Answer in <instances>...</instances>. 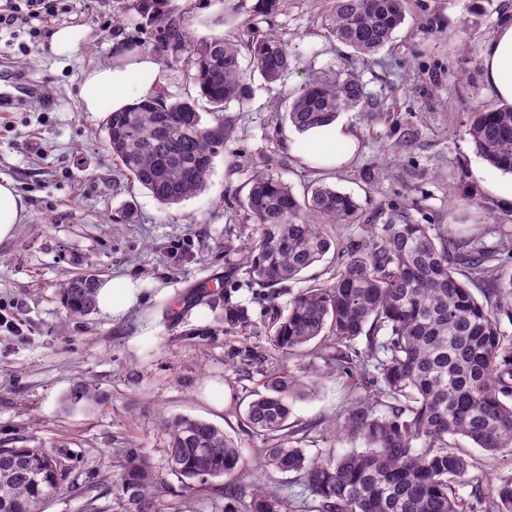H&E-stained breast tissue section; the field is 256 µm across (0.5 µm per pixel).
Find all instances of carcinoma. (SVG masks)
<instances>
[{
  "instance_id": "1",
  "label": "carcinoma",
  "mask_w": 512,
  "mask_h": 512,
  "mask_svg": "<svg viewBox=\"0 0 512 512\" xmlns=\"http://www.w3.org/2000/svg\"><path fill=\"white\" fill-rule=\"evenodd\" d=\"M284 0H256L253 12L267 18ZM407 0H333L326 30L337 42L368 59L385 47L404 22ZM127 11L149 29L156 51L184 64L196 95L165 92L105 121L112 158L131 181L170 207L206 188L214 158L224 149V123L206 126L198 101L222 112L252 95L251 76L242 68L241 48L251 70L268 83L281 79L290 55L279 37L246 28L241 38L187 37L169 0H128ZM363 84L352 74L318 77L293 94L285 113L303 130L335 119L366 102ZM476 151L493 167L512 173V105L481 106L467 129ZM253 232L239 247L246 274L273 288L290 281L338 249L327 224H356L359 205L345 192L313 184L299 201L288 183L268 168L254 171L245 199ZM323 220L315 224L311 217ZM364 235L346 247L345 259L322 284L296 293L286 314L271 327V344L292 355L325 330L336 343L364 336L367 353L357 356L348 375L368 378L380 395L351 403L339 431L364 447L311 458L285 442L293 404L314 388L290 372L263 384L245 411L254 431L276 440L264 449L268 471L297 474L322 512H467L454 487L470 461L451 446L461 436L490 455L512 449V339L501 328V306L479 302L468 282L486 286L488 297L512 292L496 254L454 236L442 224H418L395 209L382 224H363ZM465 269L458 277L456 266ZM98 276L75 274L59 288L66 314L85 317L96 310ZM247 310L224 302V325L245 329ZM386 358L369 365L378 351ZM385 410H380V407ZM169 473L194 494L209 479L225 477L235 493L247 473L239 446L224 429L188 416L162 421ZM112 485L90 496L94 512L101 495H112V512H173L165 501L167 478L141 448L115 449ZM70 468L59 453L40 447H0V512H44L47 501L66 491ZM247 512H290V504L251 481ZM489 512H512V480L504 481Z\"/></svg>"
}]
</instances>
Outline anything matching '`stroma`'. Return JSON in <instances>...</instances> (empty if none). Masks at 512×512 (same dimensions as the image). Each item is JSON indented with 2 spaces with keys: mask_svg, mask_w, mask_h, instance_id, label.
<instances>
[{
  "mask_svg": "<svg viewBox=\"0 0 512 512\" xmlns=\"http://www.w3.org/2000/svg\"><path fill=\"white\" fill-rule=\"evenodd\" d=\"M254 2L171 0V7L189 34L232 35L249 23ZM127 5L55 0L50 25L0 30V61L43 93L42 101L0 111V179L12 180L27 203L22 224L0 242V313L19 327L0 328V445L58 447L71 481L85 488L111 481L116 448L144 449L166 472L161 420L188 415L223 428L259 467L272 442L248 427L244 411L269 377L288 370L316 384L288 420L298 446L310 457L343 452L353 442L336 425L361 390L343 371L322 369L329 358L365 351V338L345 346L328 334L292 355L269 340L290 299L325 281L341 256L328 253L299 279L273 288L252 280L238 253L251 176L255 166L271 164L299 197L316 182L335 186L353 195L369 224L404 208L418 223L472 237L512 273V210L484 188L503 173L466 132L471 112L494 102L480 47L512 0H411L392 43L367 61L328 35L331 0H286L260 28L287 44L288 73L272 84L252 75L250 100L221 114L201 105L204 125L224 122L229 134L206 189L169 209L130 184L106 146L104 114L83 111L78 99L85 73L118 60L129 43L155 54L149 34L126 22ZM227 14L232 24L218 25ZM69 25L82 27L84 39L74 54L56 55L51 34ZM339 71L358 76L369 98L340 114L359 152L346 167L325 170L296 156L295 129L274 109L309 80ZM86 268L104 282H137L139 304L117 321L100 310L67 317L58 287ZM216 293L247 309L246 330L225 328L223 309L209 306ZM79 380L99 402H67ZM455 446L472 457L457 489L481 510L512 479V453L491 457L464 438ZM226 487L216 478L185 498L173 477L166 498L183 512H224Z\"/></svg>",
  "mask_w": 512,
  "mask_h": 512,
  "instance_id": "obj_1",
  "label": "stroma"
}]
</instances>
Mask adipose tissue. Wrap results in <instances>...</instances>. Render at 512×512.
<instances>
[{
  "mask_svg": "<svg viewBox=\"0 0 512 512\" xmlns=\"http://www.w3.org/2000/svg\"><path fill=\"white\" fill-rule=\"evenodd\" d=\"M480 65L490 94L512 103V15L504 16L481 45ZM159 66L150 55L136 53L118 64L89 70L79 87L84 111L117 112L154 96ZM356 148L351 127L336 119L296 135L295 150L306 161L327 169L344 165Z\"/></svg>",
  "mask_w": 512,
  "mask_h": 512,
  "instance_id": "ef3b65f1",
  "label": "adipose tissue"
}]
</instances>
